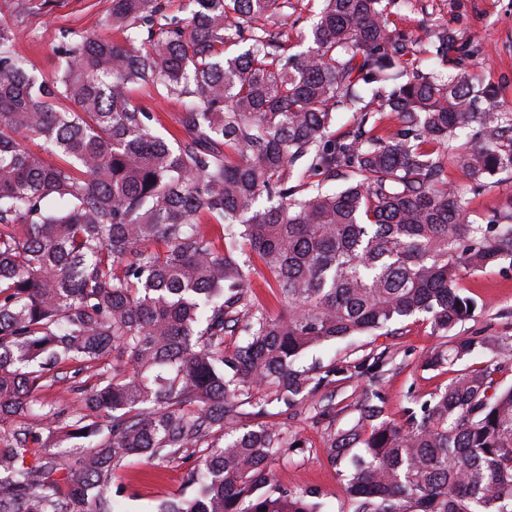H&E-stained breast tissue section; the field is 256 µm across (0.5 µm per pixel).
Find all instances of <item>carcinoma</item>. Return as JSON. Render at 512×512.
<instances>
[{
  "instance_id": "cac0c4a2",
  "label": "carcinoma",
  "mask_w": 512,
  "mask_h": 512,
  "mask_svg": "<svg viewBox=\"0 0 512 512\" xmlns=\"http://www.w3.org/2000/svg\"><path fill=\"white\" fill-rule=\"evenodd\" d=\"M399 0H323L310 45L278 53L263 30L236 57L248 24L288 0H194L189 20L162 0H112L126 44L82 35L66 65L38 77L0 23V512H121L115 471L131 456L160 465L206 440L207 457L155 512H323L316 489L274 483L269 464L295 448L277 423L336 370L296 366L326 342L423 314L447 337L470 314L461 271L512 261V204L469 221L448 164L480 188L512 170V111L464 68L480 49L439 26L443 73L421 67ZM147 40L138 42L139 31ZM186 102L181 137L156 134L134 87ZM360 124L333 143L336 112ZM395 115L399 129L374 134ZM479 124L482 140L453 145ZM37 137L50 163L27 147ZM344 173L342 189L325 181ZM271 205L258 207L260 197ZM285 312L252 299L255 263ZM244 340L227 353L224 336ZM403 420L382 418L378 390L328 434L351 512H512V353L457 337L430 351L438 370L479 350ZM69 366L96 369L74 407L39 401ZM262 386L266 397L247 390ZM83 444L61 458L58 431Z\"/></svg>"
}]
</instances>
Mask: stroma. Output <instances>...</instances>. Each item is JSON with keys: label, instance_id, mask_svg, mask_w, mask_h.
<instances>
[{"label": "stroma", "instance_id": "35a3bbf8", "mask_svg": "<svg viewBox=\"0 0 512 512\" xmlns=\"http://www.w3.org/2000/svg\"><path fill=\"white\" fill-rule=\"evenodd\" d=\"M320 8V0H291L280 15L266 20V27L282 32L285 54L306 49L305 36ZM111 9L112 0H32L30 10L19 12L12 0H0V21L18 30L16 52L29 61L34 73L48 77L66 64L60 52L64 35L95 34L123 43V35L107 25ZM391 17L396 26L422 41L436 25L445 23L460 41L480 46L481 53L473 61L475 70L499 86L503 107L512 109V0H409L408 8L392 7ZM129 98L132 105L154 115L156 131L180 134L178 119L184 103L161 99L147 88L132 90ZM448 182L466 199L473 223H488L497 211L512 204L511 171L488 177L478 188L452 167ZM460 284L476 308L471 317L453 328V335L482 337L512 347V263L463 272ZM440 343L427 317L417 315L390 328L328 342L305 353L299 366H334L335 381L288 412L270 406V421L281 424L297 446L295 452L272 465L275 483L286 488H317L323 495L324 512H350L345 482L322 452L329 430L351 427L359 414L361 393L369 384H376L382 395L384 417L398 421L410 397H429L459 370L476 368L491 357L484 351L440 371L422 369V357ZM381 352L386 353L387 361L374 383L361 364ZM206 453L201 444L159 466L128 458L117 469L115 479L125 490L123 512H154L162 500L177 496L185 486L187 472Z\"/></svg>", "mask_w": 512, "mask_h": 512}]
</instances>
